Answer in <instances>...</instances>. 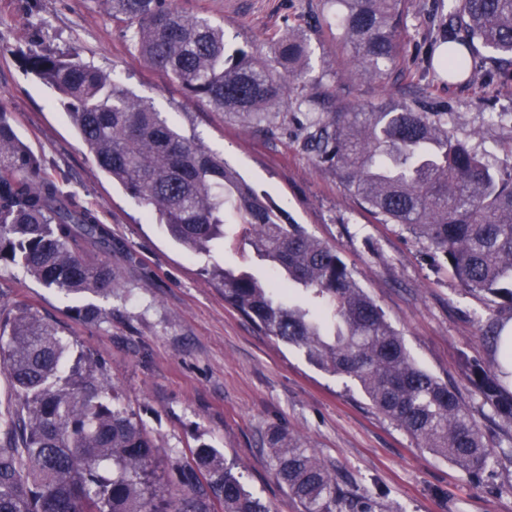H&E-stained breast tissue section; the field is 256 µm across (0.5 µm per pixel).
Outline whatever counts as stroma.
Instances as JSON below:
<instances>
[{
  "label": "stroma",
  "mask_w": 512,
  "mask_h": 512,
  "mask_svg": "<svg viewBox=\"0 0 512 512\" xmlns=\"http://www.w3.org/2000/svg\"><path fill=\"white\" fill-rule=\"evenodd\" d=\"M415 2L416 14L402 32V62L416 91L432 105L451 106V129L492 169L512 174V86L492 93L481 79L452 80L439 65H428L435 48L432 0ZM179 5L223 26L232 43L262 45L289 29L305 34L315 72H326L330 90L348 98L374 100L397 90L392 81L382 88L349 82L335 27L310 30L301 0ZM29 48L75 51L116 75L333 248L419 366L459 386L496 453L481 482L378 415L353 381L318 369L301 349L261 334L225 305L212 268H244L268 279V262L240 240L215 243L199 256L172 240L94 162L54 90L18 62L16 51ZM0 105L47 172L111 231V251L90 245L83 251L91 260L108 259L120 284L111 296H91L112 313L111 321L92 324L77 318L79 299L2 265L0 314L30 308L75 351L98 359L121 403L157 439L166 480L176 482L173 465L185 461L190 448L207 444L271 512H300L267 456V435L278 431L314 448L345 492L374 496L375 512H512V426L495 425L463 363L468 357L494 364L498 354L483 337L487 320L510 322L512 310L498 309L492 296L466 294L423 240L399 225L376 223L302 151L299 114L288 113L268 133L187 98L140 62L97 0H0Z\"/></svg>",
  "instance_id": "obj_1"
}]
</instances>
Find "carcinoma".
Masks as SVG:
<instances>
[{"label":"carcinoma","mask_w":512,"mask_h":512,"mask_svg":"<svg viewBox=\"0 0 512 512\" xmlns=\"http://www.w3.org/2000/svg\"><path fill=\"white\" fill-rule=\"evenodd\" d=\"M102 2L139 57L187 97L269 129L281 114L305 109L302 149L344 191L378 223L399 224L442 255L465 291L512 307V179L497 176L448 129V108L431 111L419 96L370 105L340 98L324 83L326 73L311 75L303 36H274L264 53L248 41L231 49L224 28L177 0ZM337 3L349 78L410 77L400 65L398 22L412 0ZM438 37L449 77L478 73V42L508 65L485 70L483 81L512 79V0H450ZM19 60L58 92L98 167L187 251L205 252L225 238L226 212L233 213L274 277L219 269L225 304L264 335L303 349L322 370L354 381L391 423L479 478L494 451L462 394L416 363L333 249L283 221L223 157L78 53L31 50ZM80 240L112 250L104 225L46 173L0 106V265H19L65 295L112 294V265L86 261ZM76 315L108 320L92 303ZM0 368L16 396L0 413V512H270L209 445L190 449L173 497L154 465L158 444L120 406L102 364L83 352L72 356L71 344L32 311L0 319ZM467 369L483 403L512 425L502 368L469 361ZM267 445L277 480L303 512H373L369 497L347 498L312 449L279 433Z\"/></svg>","instance_id":"1"}]
</instances>
